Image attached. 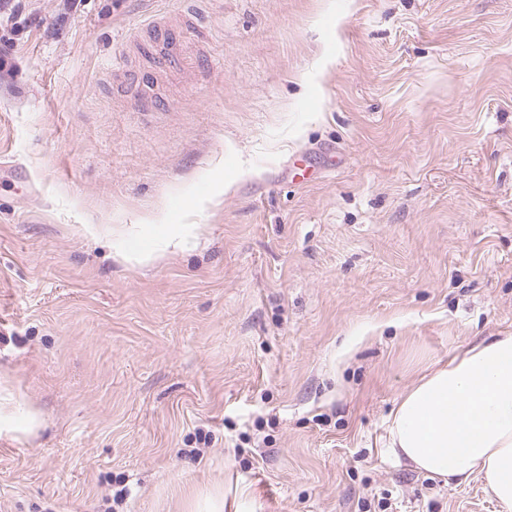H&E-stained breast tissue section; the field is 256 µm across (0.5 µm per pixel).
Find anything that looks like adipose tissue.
Returning a JSON list of instances; mask_svg holds the SVG:
<instances>
[{"mask_svg": "<svg viewBox=\"0 0 512 512\" xmlns=\"http://www.w3.org/2000/svg\"><path fill=\"white\" fill-rule=\"evenodd\" d=\"M387 446L412 469L447 482L479 478L512 512V333L428 369L398 400Z\"/></svg>", "mask_w": 512, "mask_h": 512, "instance_id": "obj_1", "label": "adipose tissue"}]
</instances>
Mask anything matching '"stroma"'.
Instances as JSON below:
<instances>
[{
	"label": "stroma",
	"instance_id": "obj_1",
	"mask_svg": "<svg viewBox=\"0 0 512 512\" xmlns=\"http://www.w3.org/2000/svg\"><path fill=\"white\" fill-rule=\"evenodd\" d=\"M24 3L0 512H500L386 442L512 332V0ZM192 512H223L224 490L219 487L201 493L193 502Z\"/></svg>",
	"mask_w": 512,
	"mask_h": 512
}]
</instances>
